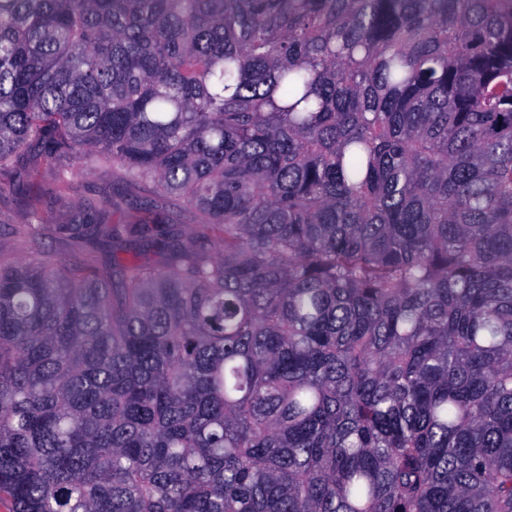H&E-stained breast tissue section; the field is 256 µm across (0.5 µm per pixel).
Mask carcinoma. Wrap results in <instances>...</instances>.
Masks as SVG:
<instances>
[{"mask_svg":"<svg viewBox=\"0 0 512 512\" xmlns=\"http://www.w3.org/2000/svg\"><path fill=\"white\" fill-rule=\"evenodd\" d=\"M31 151L219 248L0 262L9 512H512V0H0Z\"/></svg>","mask_w":512,"mask_h":512,"instance_id":"obj_1","label":"carcinoma"}]
</instances>
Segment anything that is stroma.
Listing matches in <instances>:
<instances>
[{
	"label": "stroma",
	"instance_id": "stroma-1",
	"mask_svg": "<svg viewBox=\"0 0 512 512\" xmlns=\"http://www.w3.org/2000/svg\"><path fill=\"white\" fill-rule=\"evenodd\" d=\"M39 198L50 220H62L66 210L81 208L93 201L113 202L112 221L116 224L153 225L166 219L159 204V194L153 183L140 189H128L111 169L100 168L93 174L59 180L48 169H40L35 178L17 183L0 184V260L14 263L38 255L65 263L75 255L93 253L101 272L112 265L140 263L161 266L168 255L155 237L135 238L125 248L115 251L91 249L89 244L45 235L39 249H31L22 241V216L32 198Z\"/></svg>",
	"mask_w": 512,
	"mask_h": 512
}]
</instances>
